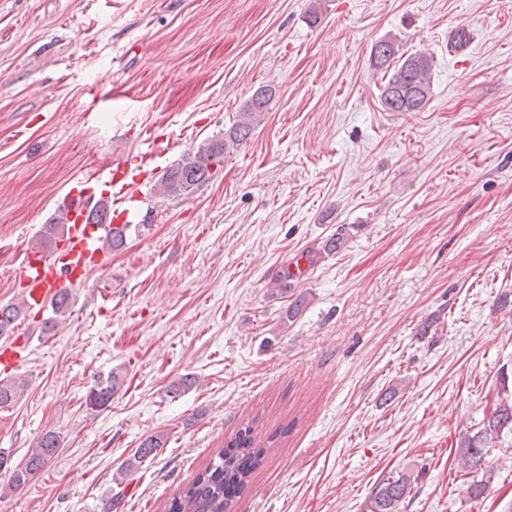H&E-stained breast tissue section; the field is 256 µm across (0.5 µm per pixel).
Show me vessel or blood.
I'll use <instances>...</instances> for the list:
<instances>
[{
	"instance_id": "b4317fda",
	"label": "vessel or blood",
	"mask_w": 512,
	"mask_h": 512,
	"mask_svg": "<svg viewBox=\"0 0 512 512\" xmlns=\"http://www.w3.org/2000/svg\"><path fill=\"white\" fill-rule=\"evenodd\" d=\"M133 172L125 160H116L106 168L78 181L76 191L64 199L61 208L68 222L64 238L53 249L34 248L25 252L12 277L27 309H45L60 291L83 284L103 269L101 227L88 224V202L96 186L111 188L112 217L127 212L124 188Z\"/></svg>"
}]
</instances>
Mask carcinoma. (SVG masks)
Returning <instances> with one entry per match:
<instances>
[{
  "label": "carcinoma",
  "instance_id": "1",
  "mask_svg": "<svg viewBox=\"0 0 512 512\" xmlns=\"http://www.w3.org/2000/svg\"><path fill=\"white\" fill-rule=\"evenodd\" d=\"M397 51L391 40H381L372 49L371 65L384 72L385 76L381 102L390 112H418L426 104L430 93V59L417 53L398 57ZM271 97V89L257 90L238 122L224 133L223 138L205 142L194 153L186 155L164 172L158 184L159 194L164 197L187 194L200 183L211 179V167L221 166L224 153L248 138L253 114L263 111ZM110 208L108 200H98L90 211L89 223H107ZM128 230L127 224L121 228H111L105 240L109 249H120ZM65 232L64 217L59 214L45 225L43 244H52ZM69 310L70 293L65 292L57 296L53 305L54 317L45 320L43 332L52 331L65 319ZM22 313L23 308L16 304L0 307V336L8 335ZM26 388L27 382L22 380H0V407L17 403ZM120 388V378L114 372L104 379H98L87 393L88 408L97 410L108 407ZM506 430L512 431V399L503 398L496 404L482 429L460 439L457 447L459 467L469 472L478 470L484 462L489 444L499 439ZM163 445V438L158 435L146 437L137 448L135 461L127 463L126 470L155 456ZM59 447V436L48 431L40 437L22 465L13 464L10 454L0 450V472L8 474L7 488L15 491L25 485L44 468ZM261 454L262 449L254 443L252 426L242 427L210 458L204 469L166 503L164 512H232L235 500L230 498L227 489L234 486L242 489L247 485L250 471L244 467V461L252 460L255 467L259 465ZM411 489L412 481L408 475L383 478L372 487L365 512H398Z\"/></svg>",
  "mask_w": 512,
  "mask_h": 512
}]
</instances>
